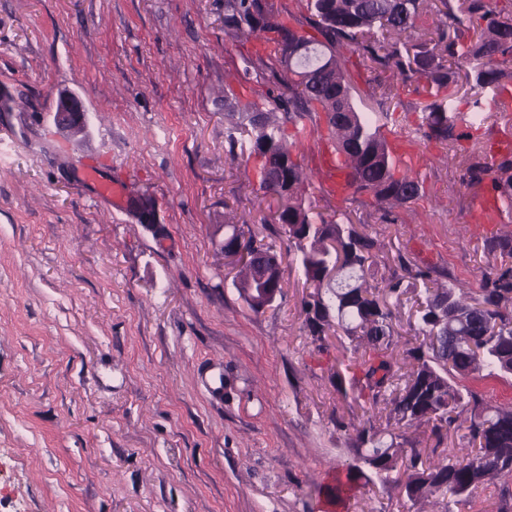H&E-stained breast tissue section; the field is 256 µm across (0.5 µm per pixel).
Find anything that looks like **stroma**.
I'll return each mask as SVG.
<instances>
[{"instance_id": "1", "label": "stroma", "mask_w": 512, "mask_h": 512, "mask_svg": "<svg viewBox=\"0 0 512 512\" xmlns=\"http://www.w3.org/2000/svg\"><path fill=\"white\" fill-rule=\"evenodd\" d=\"M253 42L224 34V0H0V512H323L324 486L353 453L335 420L336 349L303 332L301 269L252 311L231 284L228 224L286 252L266 223L273 197L227 152L224 76H243ZM354 101L387 86L415 127L424 86L345 56ZM78 97L88 132L53 115ZM323 144L301 148L325 217L376 238V277L405 253L477 282L482 193L448 144H411L424 202L383 214L320 175ZM120 183L124 206L83 179ZM154 202L151 223L135 204ZM336 512H443L394 486L362 485Z\"/></svg>"}]
</instances>
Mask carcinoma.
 <instances>
[{"mask_svg": "<svg viewBox=\"0 0 512 512\" xmlns=\"http://www.w3.org/2000/svg\"><path fill=\"white\" fill-rule=\"evenodd\" d=\"M284 12L275 0H224V33L265 46L246 58L245 73L264 88L266 106L243 101L228 87L224 109L231 118L228 153L259 162V183L281 206L272 223L288 240L311 291L304 299V330L323 352L329 339L349 344L336 360L331 383L344 400L374 411L356 425L336 422L354 457L345 478L327 489L343 501L360 481L395 484L409 501L438 496L444 512L467 500L491 479L512 474V410L492 407L459 383L476 371L512 375V264L483 270L467 288L441 267H420L404 253L382 285L367 275L376 241L351 221L339 223L314 211L298 150L312 136L331 142L347 170L340 184L349 195H367L386 208L424 196L423 181L387 139L389 96L370 90L369 113L353 101L342 51L357 54L370 70L390 71L404 83L426 81L421 138L443 144L472 140L488 119L486 98L501 112L512 109V0H439L436 38L417 33L425 0H297ZM464 76L469 90L459 94ZM293 127L288 142L285 126ZM463 184L486 190L512 218V154L492 162L473 148L464 155ZM244 246L248 260L232 285L251 310L273 306L284 288L282 257L256 240L243 224L224 227V249ZM487 253L512 259V234L496 235ZM423 290L417 291V284ZM411 303L415 336L400 342L395 310ZM404 344L402 355L394 354ZM429 427L431 453L406 428ZM474 455L448 453L455 439Z\"/></svg>", "mask_w": 512, "mask_h": 512, "instance_id": "1", "label": "carcinoma"}]
</instances>
